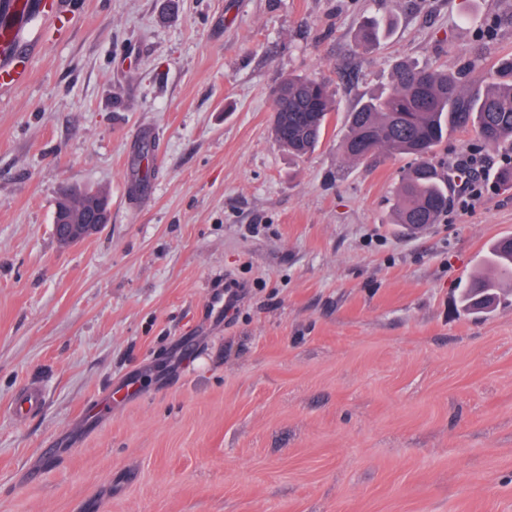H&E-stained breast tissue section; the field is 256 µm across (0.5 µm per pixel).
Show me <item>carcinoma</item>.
<instances>
[{
	"mask_svg": "<svg viewBox=\"0 0 512 512\" xmlns=\"http://www.w3.org/2000/svg\"><path fill=\"white\" fill-rule=\"evenodd\" d=\"M387 24L371 20L357 33L361 46H375L386 34ZM336 111L329 85L318 79L292 76L274 94L271 133L289 153H309L325 134ZM473 127L486 146L512 147V81L467 86L443 68L397 64L390 73V88L352 110L341 143V152L353 162L380 154L411 155L418 163L402 176L396 191L392 223L422 229L437 222L448 206V177L431 162L448 134V126ZM91 198L104 199L100 191L66 192L57 209L80 213ZM486 264L495 272L479 277L465 289L462 306L475 314L506 300L500 282H512V237L490 247Z\"/></svg>",
	"mask_w": 512,
	"mask_h": 512,
	"instance_id": "carcinoma-1",
	"label": "carcinoma"
}]
</instances>
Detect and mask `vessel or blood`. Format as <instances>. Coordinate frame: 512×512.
Returning a JSON list of instances; mask_svg holds the SVG:
<instances>
[{
    "label": "vessel or blood",
    "instance_id": "vessel-or-blood-1",
    "mask_svg": "<svg viewBox=\"0 0 512 512\" xmlns=\"http://www.w3.org/2000/svg\"><path fill=\"white\" fill-rule=\"evenodd\" d=\"M0 10L11 14L15 24L0 26V93L25 83L30 77V43L21 39L19 29L32 17L31 0H0Z\"/></svg>",
    "mask_w": 512,
    "mask_h": 512
}]
</instances>
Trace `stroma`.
Here are the masks:
<instances>
[{"label": "stroma", "instance_id": "obj_1", "mask_svg": "<svg viewBox=\"0 0 512 512\" xmlns=\"http://www.w3.org/2000/svg\"><path fill=\"white\" fill-rule=\"evenodd\" d=\"M177 3L67 0L0 98V512H512V306L459 303L512 236V150L449 130L434 161L480 158L481 194L415 234L414 157L340 150L396 64L493 78L512 0ZM291 76L337 102L300 159L270 134ZM96 189L110 223L61 245ZM387 27V24L382 21L370 20L359 29L357 43L361 46H375L379 44L386 34ZM90 198L108 200V197L103 192L95 190H85L82 192H66L58 201L56 210H60L61 212L66 213L69 216L76 215L84 209L86 202Z\"/></svg>", "mask_w": 512, "mask_h": 512}]
</instances>
